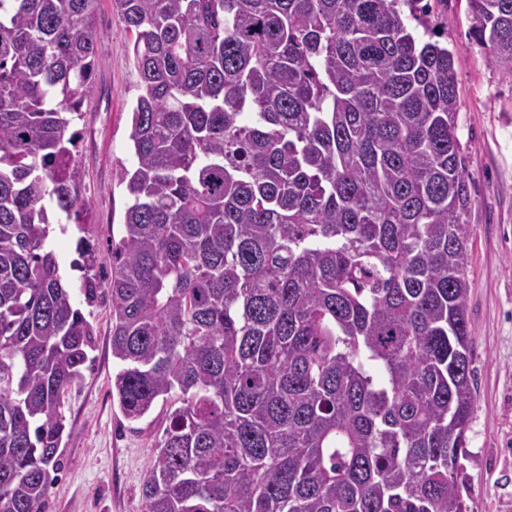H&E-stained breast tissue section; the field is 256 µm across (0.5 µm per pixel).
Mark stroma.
Wrapping results in <instances>:
<instances>
[{
	"label": "stroma",
	"mask_w": 512,
	"mask_h": 512,
	"mask_svg": "<svg viewBox=\"0 0 512 512\" xmlns=\"http://www.w3.org/2000/svg\"><path fill=\"white\" fill-rule=\"evenodd\" d=\"M432 21L454 54L460 108L457 135L471 192L467 221L468 322L475 400L459 466L472 512H512V77L470 37L468 0H434ZM98 43L96 107L75 126L82 139L78 166L90 207L84 228L68 225L50 237L70 282L75 243L86 236L96 268L112 262L129 199L121 168L133 167L129 110L141 92L132 61V34L102 0L94 22ZM81 310L96 336L82 381L65 399L62 469L44 512H142V486L167 425L168 400L143 418L124 417L112 399L110 297Z\"/></svg>",
	"instance_id": "obj_1"
}]
</instances>
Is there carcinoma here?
<instances>
[{
    "label": "carcinoma",
    "instance_id": "carcinoma-1",
    "mask_svg": "<svg viewBox=\"0 0 512 512\" xmlns=\"http://www.w3.org/2000/svg\"><path fill=\"white\" fill-rule=\"evenodd\" d=\"M99 0H0V512H42L94 330L51 224ZM422 0H112L142 93L112 273V399L178 394L143 512H470L471 195L454 55ZM512 76V0H468Z\"/></svg>",
    "mask_w": 512,
    "mask_h": 512
}]
</instances>
